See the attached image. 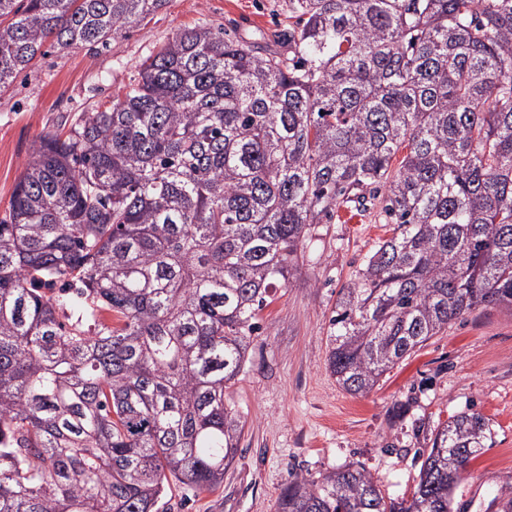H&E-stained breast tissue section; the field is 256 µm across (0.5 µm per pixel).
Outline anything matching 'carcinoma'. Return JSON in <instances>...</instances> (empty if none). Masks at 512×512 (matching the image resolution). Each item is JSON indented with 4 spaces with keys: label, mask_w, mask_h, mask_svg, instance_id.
Listing matches in <instances>:
<instances>
[{
    "label": "carcinoma",
    "mask_w": 512,
    "mask_h": 512,
    "mask_svg": "<svg viewBox=\"0 0 512 512\" xmlns=\"http://www.w3.org/2000/svg\"><path fill=\"white\" fill-rule=\"evenodd\" d=\"M165 2L0 0V89L45 43L104 45ZM291 8L266 34L285 53L176 32L25 163L0 219V512H156L172 481L220 487L259 313L343 206L391 232L329 319L347 392L476 308L512 311V0ZM490 438L451 415L411 496L345 464L294 475L277 512H452Z\"/></svg>",
    "instance_id": "carcinoma-1"
}]
</instances>
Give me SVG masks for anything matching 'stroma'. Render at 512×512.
Wrapping results in <instances>:
<instances>
[{"label": "stroma", "instance_id": "obj_1", "mask_svg": "<svg viewBox=\"0 0 512 512\" xmlns=\"http://www.w3.org/2000/svg\"><path fill=\"white\" fill-rule=\"evenodd\" d=\"M289 22L288 0H167L106 45L37 58L0 92V218L41 138L109 104L178 30L206 25L262 45ZM387 235L373 210L314 225L229 391L244 429L222 485L203 493L172 485L158 512H276L292 475L316 478L348 463L366 468L387 496L407 497L434 428L470 410L490 420L493 435L464 472L453 512H498L494 497L512 488L511 311L483 307L453 320L364 396L345 391L326 366L338 293Z\"/></svg>", "mask_w": 512, "mask_h": 512}]
</instances>
